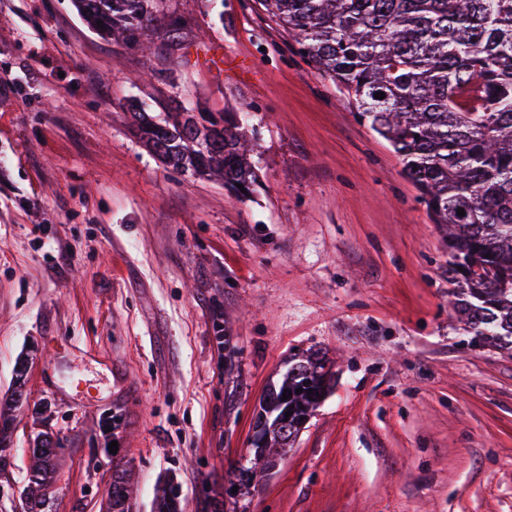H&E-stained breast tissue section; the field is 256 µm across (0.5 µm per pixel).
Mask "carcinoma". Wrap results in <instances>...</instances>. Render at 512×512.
Returning <instances> with one entry per match:
<instances>
[{
	"label": "carcinoma",
	"instance_id": "carcinoma-1",
	"mask_svg": "<svg viewBox=\"0 0 512 512\" xmlns=\"http://www.w3.org/2000/svg\"><path fill=\"white\" fill-rule=\"evenodd\" d=\"M154 0H74L102 37L139 43L159 37ZM265 11L298 37L299 51L336 82L359 118L399 154L448 247V284L464 330L489 346L512 349V0H261ZM103 27H98V22ZM385 93L377 99L376 93ZM131 127L167 165L251 192L253 151L238 113L220 116L182 107L152 115L133 104ZM462 208L465 215L457 214ZM334 362L306 350L293 354L267 389L254 428L285 409L292 415L272 442L252 443L234 471L255 486L293 445L303 420L331 388ZM26 365L0 401V469L11 448L14 412L23 401ZM301 388L303 392L296 393ZM312 393H307V390ZM292 397L282 400L285 393ZM58 441L31 448L27 512H45L43 490L55 481ZM135 477L112 473L106 512H133ZM154 512H182L180 496L157 487Z\"/></svg>",
	"mask_w": 512,
	"mask_h": 512
}]
</instances>
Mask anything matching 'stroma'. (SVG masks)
<instances>
[{"label": "stroma", "instance_id": "obj_1", "mask_svg": "<svg viewBox=\"0 0 512 512\" xmlns=\"http://www.w3.org/2000/svg\"><path fill=\"white\" fill-rule=\"evenodd\" d=\"M171 17L180 41L145 50L72 0H0V398L28 359L0 512H25L46 433L47 512H101L118 466L135 512L166 478L183 512L220 485L227 512H512V350L462 330L399 155L259 0H157L155 26ZM175 95L248 110L250 196L132 134L131 102ZM310 348L335 388L234 490L266 388ZM59 443L50 436L41 435L31 448V465L24 497L27 512H44L46 498L43 490L55 481Z\"/></svg>", "mask_w": 512, "mask_h": 512}]
</instances>
